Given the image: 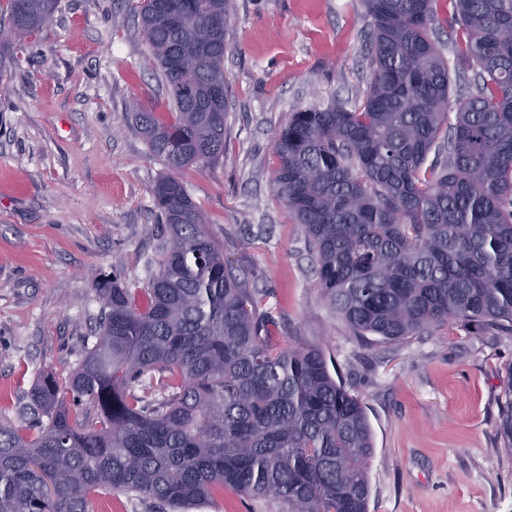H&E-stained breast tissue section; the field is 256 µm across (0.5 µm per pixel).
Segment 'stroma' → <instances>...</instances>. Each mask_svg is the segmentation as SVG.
I'll return each mask as SVG.
<instances>
[{
    "label": "stroma",
    "mask_w": 512,
    "mask_h": 512,
    "mask_svg": "<svg viewBox=\"0 0 512 512\" xmlns=\"http://www.w3.org/2000/svg\"><path fill=\"white\" fill-rule=\"evenodd\" d=\"M224 156L178 171L273 343L323 347L371 426L368 512H512L497 434L512 333L456 323L359 336L315 286V255L272 187L296 107L362 102V0H232ZM128 0H58L25 49L0 43V424L18 426L43 372L67 380L99 314L94 285L146 286L166 240L153 187L171 173L129 109L169 90ZM194 512H287L227 488Z\"/></svg>",
    "instance_id": "stroma-1"
}]
</instances>
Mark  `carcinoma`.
I'll return each instance as SVG.
<instances>
[{"label":"carcinoma","mask_w":512,"mask_h":512,"mask_svg":"<svg viewBox=\"0 0 512 512\" xmlns=\"http://www.w3.org/2000/svg\"><path fill=\"white\" fill-rule=\"evenodd\" d=\"M57 0H7L22 45ZM438 0H364L363 104L293 110L275 137L273 189L308 231L317 287L359 336L431 325H512V0H450L451 98L430 36ZM231 0H142L171 95L132 103L151 151L178 170L224 156ZM455 113V122L448 121ZM154 200L168 239L143 288L95 284L96 336L62 385H34L26 428L0 424V512H87L99 490L189 512L232 487L288 512H367L373 439L362 402L319 346L278 349L199 205L167 175ZM498 434L512 451V366Z\"/></svg>","instance_id":"obj_1"}]
</instances>
